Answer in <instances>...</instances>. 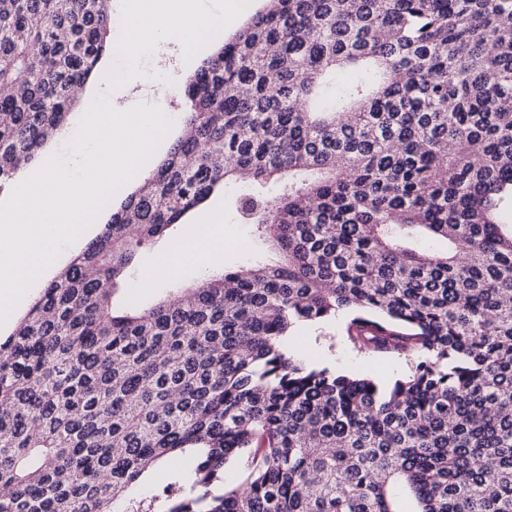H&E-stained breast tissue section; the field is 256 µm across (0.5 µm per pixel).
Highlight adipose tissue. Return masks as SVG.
Returning a JSON list of instances; mask_svg holds the SVG:
<instances>
[{
    "instance_id": "adipose-tissue-1",
    "label": "adipose tissue",
    "mask_w": 512,
    "mask_h": 512,
    "mask_svg": "<svg viewBox=\"0 0 512 512\" xmlns=\"http://www.w3.org/2000/svg\"><path fill=\"white\" fill-rule=\"evenodd\" d=\"M227 242L223 232L214 225L198 228L194 236L173 247L144 277L145 283L179 277L189 267H204L219 260Z\"/></svg>"
}]
</instances>
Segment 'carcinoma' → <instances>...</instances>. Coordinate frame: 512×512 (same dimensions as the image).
<instances>
[{
	"label": "carcinoma",
	"instance_id": "cac0c4a2",
	"mask_svg": "<svg viewBox=\"0 0 512 512\" xmlns=\"http://www.w3.org/2000/svg\"><path fill=\"white\" fill-rule=\"evenodd\" d=\"M109 2L0 0V191L104 77ZM177 82L184 135L0 342V512H512V0H267ZM231 179L283 261L116 308L131 239ZM342 314L408 372L283 346Z\"/></svg>",
	"mask_w": 512,
	"mask_h": 512
}]
</instances>
